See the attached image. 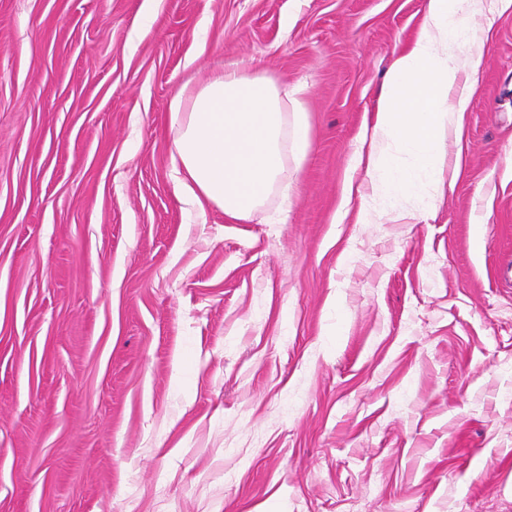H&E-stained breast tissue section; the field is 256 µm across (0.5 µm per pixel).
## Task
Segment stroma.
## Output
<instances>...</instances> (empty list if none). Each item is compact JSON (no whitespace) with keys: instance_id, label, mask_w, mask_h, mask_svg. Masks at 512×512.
Wrapping results in <instances>:
<instances>
[{"instance_id":"35a3bbf8","label":"stroma","mask_w":512,"mask_h":512,"mask_svg":"<svg viewBox=\"0 0 512 512\" xmlns=\"http://www.w3.org/2000/svg\"><path fill=\"white\" fill-rule=\"evenodd\" d=\"M426 0H0V512H512V11L435 212L361 183ZM301 88L290 195L183 202L170 106Z\"/></svg>"}]
</instances>
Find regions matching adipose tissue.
<instances>
[{"instance_id":"1","label":"adipose tissue","mask_w":512,"mask_h":512,"mask_svg":"<svg viewBox=\"0 0 512 512\" xmlns=\"http://www.w3.org/2000/svg\"><path fill=\"white\" fill-rule=\"evenodd\" d=\"M480 0H427L420 27L387 71L373 116L366 172L372 191L415 195L422 183H442L445 139L462 141L464 116L484 63L482 51L460 61L472 42L469 17ZM296 92L273 78L227 68L196 87H183L171 104L183 196L250 220L281 185L289 150L303 152L307 126ZM409 154L401 162L388 143Z\"/></svg>"}]
</instances>
